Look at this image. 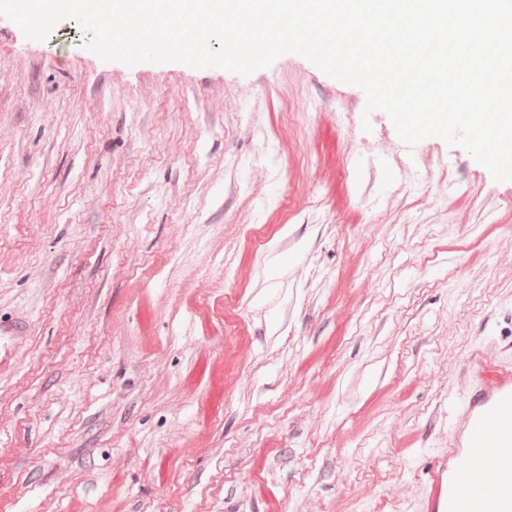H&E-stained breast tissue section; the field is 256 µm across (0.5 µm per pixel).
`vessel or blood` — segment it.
I'll list each match as a JSON object with an SVG mask.
<instances>
[{"mask_svg": "<svg viewBox=\"0 0 512 512\" xmlns=\"http://www.w3.org/2000/svg\"><path fill=\"white\" fill-rule=\"evenodd\" d=\"M24 326L0 321V371L10 368ZM425 512H512V367L477 386L456 411L452 441L430 474Z\"/></svg>", "mask_w": 512, "mask_h": 512, "instance_id": "vessel-or-blood-1", "label": "vessel or blood"}]
</instances>
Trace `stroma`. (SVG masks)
Wrapping results in <instances>:
<instances>
[{
  "instance_id": "stroma-1",
  "label": "stroma",
  "mask_w": 512,
  "mask_h": 512,
  "mask_svg": "<svg viewBox=\"0 0 512 512\" xmlns=\"http://www.w3.org/2000/svg\"><path fill=\"white\" fill-rule=\"evenodd\" d=\"M81 43L0 17V512H424L512 366V181L297 54ZM23 333L24 326L22 323L0 321V371H4L13 365Z\"/></svg>"
}]
</instances>
